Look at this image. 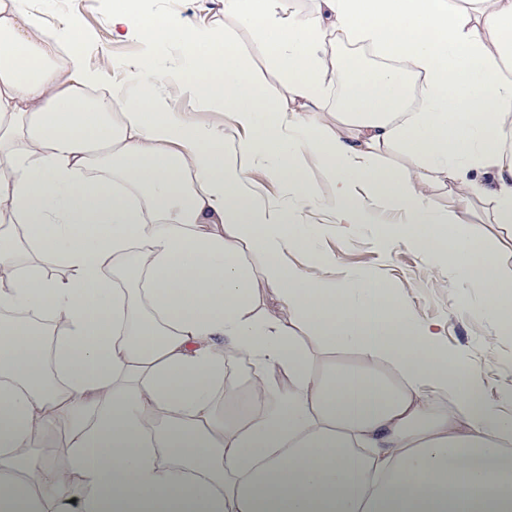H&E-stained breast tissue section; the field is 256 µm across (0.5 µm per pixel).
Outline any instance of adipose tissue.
Masks as SVG:
<instances>
[{"label": "adipose tissue", "instance_id": "ef3b65f1", "mask_svg": "<svg viewBox=\"0 0 512 512\" xmlns=\"http://www.w3.org/2000/svg\"><path fill=\"white\" fill-rule=\"evenodd\" d=\"M203 8L224 27L169 12L150 28V0L113 7L114 38L143 52L107 89L35 0H0V512H512V415L472 367L388 285L286 259L312 250L304 208L351 224L401 210L377 236L479 289L512 335V268L469 220L487 200L512 231V0ZM257 16L284 86L274 99L233 45L234 24ZM160 42L176 66L161 67ZM346 43L380 62L343 57ZM188 74L227 130L172 110L166 88ZM414 77L424 105L407 112ZM336 81L340 131L321 120ZM392 148L406 165L382 163ZM253 166L295 192L293 208L265 205ZM443 182L456 205L440 213L427 189ZM24 246L56 274L21 262ZM262 287L276 312L259 313ZM229 355L255 365L251 388L273 408L229 397L215 415ZM152 414L163 423L149 431ZM56 425L63 465L32 454Z\"/></svg>", "mask_w": 512, "mask_h": 512}]
</instances>
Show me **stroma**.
<instances>
[{
    "instance_id": "obj_1",
    "label": "stroma",
    "mask_w": 512,
    "mask_h": 512,
    "mask_svg": "<svg viewBox=\"0 0 512 512\" xmlns=\"http://www.w3.org/2000/svg\"><path fill=\"white\" fill-rule=\"evenodd\" d=\"M54 25L75 23L88 68L101 71L103 84L125 78L124 70L106 65L105 57L131 59L139 47L116 41L109 22V0H36ZM235 47L246 57L262 91L275 97L283 86L251 27L236 29ZM303 220L319 227L314 254H289L295 266L313 269L314 258L324 262L323 274L333 278L360 275L388 283L406 301L411 315L439 326V341L463 361L473 364L489 402L512 412V336L497 335L484 316L475 289L439 273L432 260L416 250L375 238L368 224H333L327 213L305 209Z\"/></svg>"
}]
</instances>
